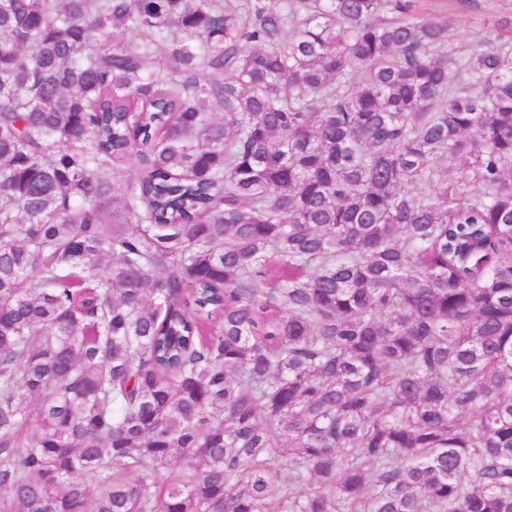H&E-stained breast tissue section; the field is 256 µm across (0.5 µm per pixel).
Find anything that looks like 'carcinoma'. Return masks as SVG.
<instances>
[{
    "instance_id": "cac0c4a2",
    "label": "carcinoma",
    "mask_w": 512,
    "mask_h": 512,
    "mask_svg": "<svg viewBox=\"0 0 512 512\" xmlns=\"http://www.w3.org/2000/svg\"><path fill=\"white\" fill-rule=\"evenodd\" d=\"M417 6L0 0V512H512L509 21ZM421 17L437 19L453 17L449 36L462 53L468 54L476 44V36L484 22L512 16V0H420Z\"/></svg>"
}]
</instances>
